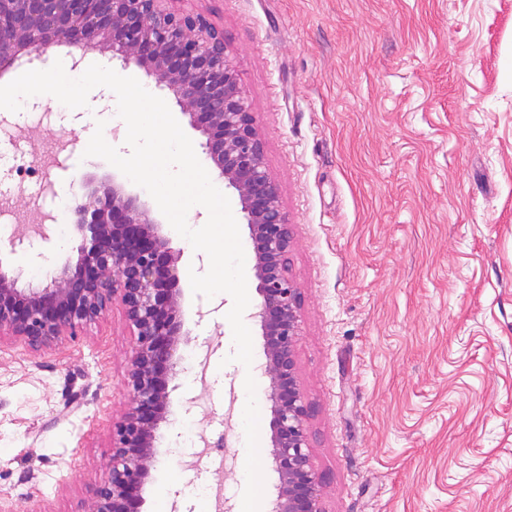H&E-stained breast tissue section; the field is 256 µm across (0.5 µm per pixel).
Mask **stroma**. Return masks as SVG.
<instances>
[{"mask_svg":"<svg viewBox=\"0 0 512 512\" xmlns=\"http://www.w3.org/2000/svg\"><path fill=\"white\" fill-rule=\"evenodd\" d=\"M223 28L293 230L298 374L325 512H512V0H171ZM87 114L0 111V267L47 284L80 236L67 196L126 183ZM53 212L39 253L12 247ZM186 334L143 512H242L244 379L228 294L182 279ZM204 317H197V310ZM121 304L34 351L0 338V505L92 512L133 405Z\"/></svg>","mask_w":512,"mask_h":512,"instance_id":"35a3bbf8","label":"stroma"}]
</instances>
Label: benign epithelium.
<instances>
[{
	"mask_svg": "<svg viewBox=\"0 0 512 512\" xmlns=\"http://www.w3.org/2000/svg\"><path fill=\"white\" fill-rule=\"evenodd\" d=\"M167 0H0V75L46 61L51 47L98 51L134 64L166 91L203 137L212 171L238 201L253 254V317L264 339L270 404L269 455L279 484L270 512H325L298 377L300 288L288 274L292 232L266 168L256 120L224 30ZM82 243L41 288H20L0 266V337L38 351L74 338L120 300L136 336L129 385L135 405L112 424V470L92 512H141L150 470L169 424L170 382L180 363L184 322L182 251L145 205L114 183L73 200Z\"/></svg>",
	"mask_w": 512,
	"mask_h": 512,
	"instance_id": "obj_1",
	"label": "benign epithelium"
}]
</instances>
